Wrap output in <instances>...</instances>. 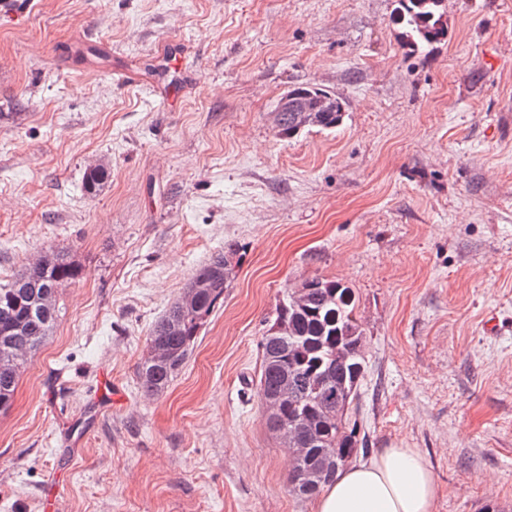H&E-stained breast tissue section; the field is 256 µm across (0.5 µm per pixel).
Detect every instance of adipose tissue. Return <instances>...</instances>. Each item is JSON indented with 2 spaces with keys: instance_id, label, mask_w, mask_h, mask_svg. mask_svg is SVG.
<instances>
[{
  "instance_id": "1",
  "label": "adipose tissue",
  "mask_w": 512,
  "mask_h": 512,
  "mask_svg": "<svg viewBox=\"0 0 512 512\" xmlns=\"http://www.w3.org/2000/svg\"><path fill=\"white\" fill-rule=\"evenodd\" d=\"M432 468L414 448H383L343 467L318 495L313 512H434Z\"/></svg>"
}]
</instances>
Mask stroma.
I'll use <instances>...</instances> for the list:
<instances>
[{
    "mask_svg": "<svg viewBox=\"0 0 512 512\" xmlns=\"http://www.w3.org/2000/svg\"><path fill=\"white\" fill-rule=\"evenodd\" d=\"M35 2L0 16V286L50 250L83 276L0 412V512H311L256 381L313 277L358 298L361 457L418 449L436 512H512V0H444L414 45L398 0ZM301 84L338 127L281 132ZM228 244L223 303L145 397L153 323Z\"/></svg>",
    "mask_w": 512,
    "mask_h": 512,
    "instance_id": "obj_1",
    "label": "stroma"
}]
</instances>
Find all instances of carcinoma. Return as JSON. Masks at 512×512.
<instances>
[{"label":"carcinoma","mask_w":512,"mask_h":512,"mask_svg":"<svg viewBox=\"0 0 512 512\" xmlns=\"http://www.w3.org/2000/svg\"><path fill=\"white\" fill-rule=\"evenodd\" d=\"M443 0H399L398 21L419 39L438 42L447 28L440 22ZM328 97L313 85L293 88ZM332 97V96H330ZM342 100L332 97L331 111L280 113L282 131L290 135L306 126L332 129L343 120ZM237 250L229 244L214 253L193 275L189 288L155 321L148 337L149 356L138 369L142 391L161 395L189 358L199 330L224 299ZM82 270L59 253H50L0 288V411L9 407L20 365L49 335L59 318L60 286L74 282ZM202 292L188 299L190 287ZM349 286L312 278L290 289L276 307V318L259 340L261 369L258 395L262 405L276 406L266 425L292 455L290 491L309 498L331 483L338 469L324 467L333 453L351 455L364 448L349 411L366 370V335Z\"/></svg>","instance_id":"cac0c4a2"}]
</instances>
